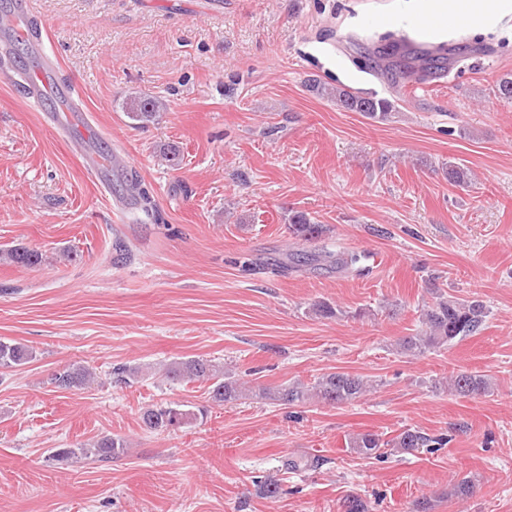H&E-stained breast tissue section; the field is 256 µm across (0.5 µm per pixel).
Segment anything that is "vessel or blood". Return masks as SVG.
Segmentation results:
<instances>
[{
  "label": "vessel or blood",
  "instance_id": "obj_1",
  "mask_svg": "<svg viewBox=\"0 0 512 512\" xmlns=\"http://www.w3.org/2000/svg\"><path fill=\"white\" fill-rule=\"evenodd\" d=\"M26 14V9L21 8L0 17V29L5 32L0 39V67L12 70L14 84L28 102L37 107L47 101L54 103V124L83 144L82 158L90 173L99 179L106 178L112 170V158L88 148L89 121L81 95L72 82L60 76L56 63L46 52L40 24L29 22ZM17 40L26 41L37 57L39 64L35 69L15 67L12 45Z\"/></svg>",
  "mask_w": 512,
  "mask_h": 512
}]
</instances>
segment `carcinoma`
I'll return each mask as SVG.
<instances>
[{
  "label": "carcinoma",
  "instance_id": "carcinoma-1",
  "mask_svg": "<svg viewBox=\"0 0 512 512\" xmlns=\"http://www.w3.org/2000/svg\"><path fill=\"white\" fill-rule=\"evenodd\" d=\"M311 88L319 94L334 101L336 106L349 112H359L375 121H386L391 116L394 104L385 97L363 96L345 87L328 88L313 82ZM494 95L501 101H512V74L501 76L495 83ZM163 103L153 97H143L129 105L128 117L137 122H149L162 108ZM448 181L455 185L471 182L469 171L454 161L442 164ZM126 191L131 194L143 209H148L150 198L141 186L138 178L131 176L124 181ZM327 228L316 224L302 212L288 216V233L300 241L311 242L321 239ZM0 259L18 267L30 268L40 265L43 256L36 250L16 245L0 251ZM318 259L323 260L339 271H349L359 263L356 254L323 250ZM490 311L484 302L472 299H450L438 293L435 301L420 310L419 326L416 333L404 337L399 343L400 353L419 357L430 351L445 349L467 337L478 334L484 327ZM35 357L34 351L22 343L0 341V367L15 368L30 362ZM140 370L137 367H118L112 370L113 382L117 385L128 384L137 379ZM165 377L172 381L197 380L208 383L210 397L216 402H232L240 399L250 387L245 382L224 373V369L211 361L193 357L172 361L166 365ZM93 376L89 368L72 365L56 371L52 383L60 389H79L87 386ZM449 389L462 397L482 395L491 392V380L478 372H463L453 377L448 383ZM368 389L363 378L345 372H330L318 377L313 383L305 385L300 382L280 385L275 388H260L257 396L275 401L283 406H301L313 400L324 404H336L360 397ZM195 413L182 408L175 402L153 404L144 409L141 415L143 424L150 430L164 432L189 422ZM448 444L445 435H430L418 428L407 427L393 439L385 441L377 433H360L350 440V448L364 457L377 456L379 449L390 447L401 450L416 448H442ZM127 441L118 436H104L90 448H59L53 457L72 460L78 457L95 456L100 459L119 457L126 453ZM320 459L285 458L281 467L285 472L312 470L319 466Z\"/></svg>",
  "mask_w": 512,
  "mask_h": 512
}]
</instances>
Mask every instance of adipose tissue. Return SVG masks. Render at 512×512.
Masks as SVG:
<instances>
[{
    "instance_id": "ef3b65f1",
    "label": "adipose tissue",
    "mask_w": 512,
    "mask_h": 512,
    "mask_svg": "<svg viewBox=\"0 0 512 512\" xmlns=\"http://www.w3.org/2000/svg\"><path fill=\"white\" fill-rule=\"evenodd\" d=\"M512 22V0H393L380 26L434 38L484 35Z\"/></svg>"
}]
</instances>
